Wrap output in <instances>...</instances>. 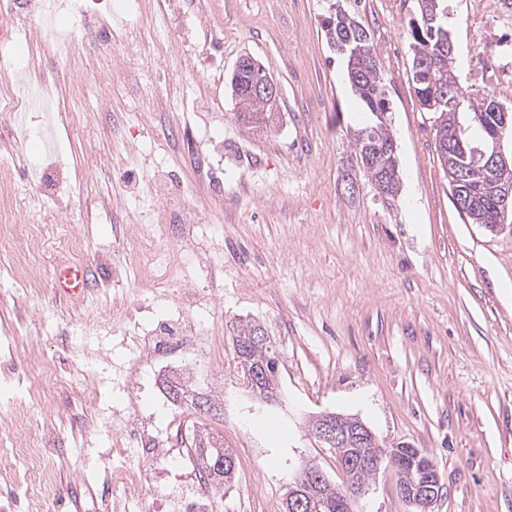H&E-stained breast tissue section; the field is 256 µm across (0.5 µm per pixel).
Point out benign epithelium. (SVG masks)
Returning a JSON list of instances; mask_svg holds the SVG:
<instances>
[{
    "instance_id": "1",
    "label": "benign epithelium",
    "mask_w": 512,
    "mask_h": 512,
    "mask_svg": "<svg viewBox=\"0 0 512 512\" xmlns=\"http://www.w3.org/2000/svg\"><path fill=\"white\" fill-rule=\"evenodd\" d=\"M500 129L493 138L491 151L473 148L471 152L481 156V165H469L458 173V180L469 178L473 173L480 172L485 182L486 190L496 201V211L492 217V224L488 228L496 230L507 223L508 216L512 214V185L497 180V174L512 168V150L505 148L506 132L509 126V112L501 109L498 113ZM344 416L336 413L322 414L314 421L313 437L325 447L331 449L342 465L347 476H352L356 469L369 466L380 469L384 459H390L392 466L406 472L407 477L399 481L402 496L417 512H432L437 501L441 484L437 469L426 460L425 454L410 448L395 449L393 454L380 455H349L347 447L356 442L360 445L375 444V434L360 420L351 419V425L343 424ZM326 476L322 469L315 465H308L291 483L288 484L286 504L288 512H308L314 497L316 487L323 483Z\"/></svg>"
}]
</instances>
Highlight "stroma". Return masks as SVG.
I'll return each mask as SVG.
<instances>
[{
	"label": "stroma",
	"instance_id": "1",
	"mask_svg": "<svg viewBox=\"0 0 512 512\" xmlns=\"http://www.w3.org/2000/svg\"><path fill=\"white\" fill-rule=\"evenodd\" d=\"M109 25L126 13L143 22L151 56L141 82L164 89L148 100L125 80L122 52L85 58L81 73L30 52L60 110L58 149L74 174L72 193L40 210L33 183L17 179L20 214L37 219V294L13 287L0 297V366L15 360L21 380L0 375V452L14 427L38 419L50 462V502L32 497L23 464L0 479V512H106L99 487L117 461V409L140 403L165 433L168 384L214 395L218 417L190 424L224 438L234 481L216 512H285V493L307 463L341 485L334 455L309 436L316 416L359 418L384 447L407 443L431 458L443 486L434 512H512V229L470 223L452 201L436 148L435 113L412 89L408 21L415 0H341L370 32L391 100V131L402 175L398 199L384 202L366 179L349 192L342 174L351 133L366 120L344 62L320 27L332 0H202L210 38L175 43L174 16L156 0H109ZM455 73L471 94L495 93L512 112V23L493 0H448ZM253 56L282 93L268 132L237 120L227 80ZM111 109H97L99 95ZM223 150H214L211 134ZM224 175L222 191L195 181V157ZM162 170L198 219L193 255L167 300L207 298L213 314L185 357L142 354L129 387L125 353L112 347V316L148 328L157 316L149 281L131 269L123 242L149 219L126 173ZM83 240L75 254L70 233ZM64 263L89 266L92 288L75 300L54 286ZM252 320L279 360L277 399L257 398L238 374L233 328ZM54 389L41 386L48 374ZM353 512H413L389 463L353 498Z\"/></svg>",
	"mask_w": 512,
	"mask_h": 512
}]
</instances>
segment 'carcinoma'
<instances>
[{"instance_id":"1","label":"carcinoma","mask_w":512,"mask_h":512,"mask_svg":"<svg viewBox=\"0 0 512 512\" xmlns=\"http://www.w3.org/2000/svg\"><path fill=\"white\" fill-rule=\"evenodd\" d=\"M445 8L446 0H416V17L409 22V42L413 54V91L422 109L438 114L437 150L450 174L453 196L463 193L471 197L469 209L465 213L471 223L490 224L491 202L479 195L476 187L467 190L456 182L457 156L448 152V125L452 123L454 113L446 107H435L432 104V99L442 93L454 92L463 99L459 121L469 128L466 138L473 146L491 140L496 133L498 121L492 108V104L496 102L495 96L487 93L479 99L468 97L454 73L453 49L448 47V23L443 19ZM321 29L328 45L344 59L351 88L360 100L364 112L368 114L365 126L353 132L351 148L355 167L367 177L380 197L394 200L401 188L396 154L391 152L383 157L377 155L376 151L377 145L392 143L394 138L388 123L390 101L370 34L365 26L343 8L329 10L323 16ZM268 78L270 74L266 69L252 59L248 60L245 70L231 76L230 86L237 99L238 119L249 130L265 132L272 123L276 99L258 97L251 93L252 85ZM257 329L259 325L251 322L236 326L233 343L236 369L244 379H249V373L254 367L265 368L263 389L256 390V394L260 395L264 390H277L278 359L270 347L251 344ZM169 390L176 399H190L193 407L200 402L215 405V401L207 394L190 397L184 387L173 384L169 386ZM195 451L200 469L210 487L218 492L224 490V485L235 476V471L229 467L223 470L214 468L218 455L232 457L224 448V443L207 433L199 436ZM310 512H350L347 489L343 487L338 490L330 482L323 483L312 502Z\"/></svg>"}]
</instances>
